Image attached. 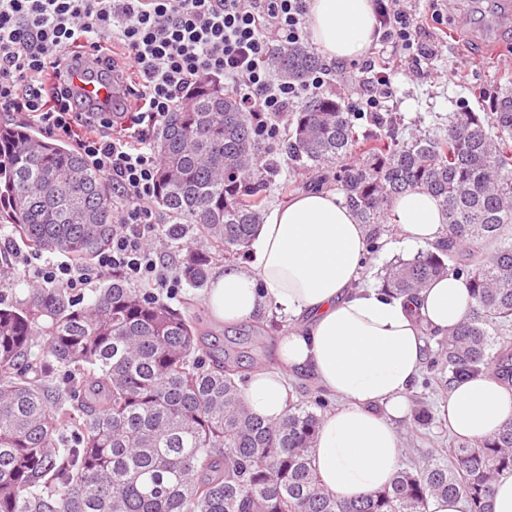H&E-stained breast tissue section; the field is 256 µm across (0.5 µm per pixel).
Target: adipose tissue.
Masks as SVG:
<instances>
[{"label":"adipose tissue","mask_w":512,"mask_h":512,"mask_svg":"<svg viewBox=\"0 0 512 512\" xmlns=\"http://www.w3.org/2000/svg\"><path fill=\"white\" fill-rule=\"evenodd\" d=\"M307 29L330 61H353L373 42V0H309ZM396 238L382 253L425 247L440 240L444 224L434 199L408 192L392 203ZM245 266L213 276L203 298L212 318L233 327L275 311L289 330L277 343L279 366L253 367L243 390L250 410L269 422L292 401L286 374L309 373L339 397L325 412L312 455L322 485L351 500L386 486L398 468L399 421L426 358L425 332L447 333L472 304L455 274L432 280L415 297L354 282L366 256V228L335 193L312 189L271 208L258 225ZM450 430L467 440L491 435L512 418V387L486 373L448 392Z\"/></svg>","instance_id":"1"}]
</instances>
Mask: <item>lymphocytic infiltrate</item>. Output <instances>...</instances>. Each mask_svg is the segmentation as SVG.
<instances>
[{
    "label": "lymphocytic infiltrate",
    "instance_id": "f902f5d3",
    "mask_svg": "<svg viewBox=\"0 0 512 512\" xmlns=\"http://www.w3.org/2000/svg\"><path fill=\"white\" fill-rule=\"evenodd\" d=\"M404 0H374L383 44L411 58L421 27ZM306 0H0V112H17L72 140L111 182V245L88 264L24 253L0 241V266L22 264L37 283L82 292L119 274L175 298L182 282L147 244L157 228L159 127L203 74H219L263 134L275 138L290 106L319 96L332 72L298 84L274 74L276 49L300 41ZM123 79L131 107L86 111L69 69Z\"/></svg>",
    "mask_w": 512,
    "mask_h": 512
}]
</instances>
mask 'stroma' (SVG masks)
Listing matches in <instances>:
<instances>
[{
    "label": "stroma",
    "mask_w": 512,
    "mask_h": 512,
    "mask_svg": "<svg viewBox=\"0 0 512 512\" xmlns=\"http://www.w3.org/2000/svg\"><path fill=\"white\" fill-rule=\"evenodd\" d=\"M512 0H409L407 7L422 25L418 48L424 57L420 68L391 52L382 60L389 67L394 95L387 109L396 113L406 132L433 134L445 131L452 113L488 111L499 87L512 85V14L500 12ZM329 94L345 106H353L367 76L364 60L332 63ZM197 316L208 333L209 343L220 344L249 334L250 323L227 328L212 321L199 289L186 285L173 301ZM446 388L439 383L417 380L408 395L410 403L421 402L435 413V422L418 433L399 426L403 447L427 453L433 448L452 447L456 440L449 430L443 406Z\"/></svg>",
    "instance_id": "1"
}]
</instances>
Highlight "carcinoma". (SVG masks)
Here are the masks:
<instances>
[{
    "label": "carcinoma",
    "instance_id": "carcinoma-1",
    "mask_svg": "<svg viewBox=\"0 0 512 512\" xmlns=\"http://www.w3.org/2000/svg\"><path fill=\"white\" fill-rule=\"evenodd\" d=\"M319 61L297 42L275 53L278 80L299 83ZM277 147L293 170L317 173L379 249L394 197L436 201L445 236L384 268L382 287L414 296L452 271L473 299L437 338L429 369L446 383L486 369L512 380V88L490 112H454L442 136L408 135L388 112H348L320 96L288 118ZM224 82L202 75L183 92L154 141L156 206L205 242L174 274L201 289L214 255L247 259L263 222L277 161ZM0 224L28 250L86 264L114 233L106 177L70 145L22 124H0ZM40 354L32 357V349ZM241 352L215 354L198 321L152 288L121 276L82 296L63 285L0 294V512H430L459 499L493 512L512 474V421L341 501L312 465L320 396L278 422L254 415Z\"/></svg>",
    "mask_w": 512,
    "mask_h": 512
}]
</instances>
